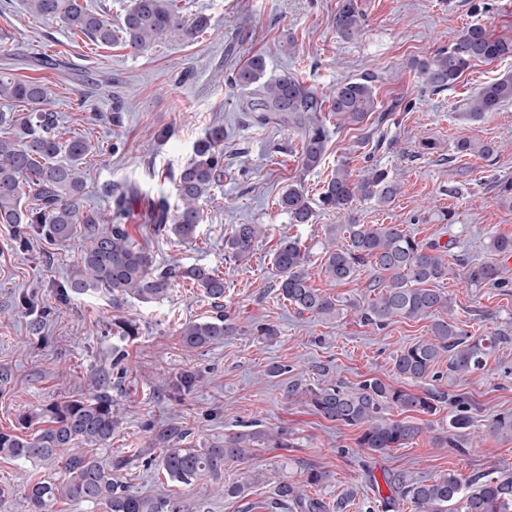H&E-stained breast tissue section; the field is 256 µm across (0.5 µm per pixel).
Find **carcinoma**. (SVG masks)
Returning <instances> with one entry per match:
<instances>
[{
  "label": "carcinoma",
  "instance_id": "1",
  "mask_svg": "<svg viewBox=\"0 0 512 512\" xmlns=\"http://www.w3.org/2000/svg\"><path fill=\"white\" fill-rule=\"evenodd\" d=\"M179 0H132L124 18L122 33L131 47L143 49L160 35H170L184 42H194L210 26L209 18L199 16L185 21L178 10ZM29 11L38 17H60L73 30L81 32L96 45L110 46L118 39L112 23L76 0H28ZM365 15L357 0H342L334 24L336 34L347 41L362 32ZM512 57V41L492 36L481 25H471L454 37L453 42L425 58L414 59L410 68L423 86L434 94L453 87L475 63ZM266 61L255 55L240 65L230 82L246 91L243 111L251 113L253 123L276 122L300 134L302 167L313 170L324 159L327 145L326 124L320 115L324 102L336 119L364 126L369 121L376 128L390 121L389 113L378 106L372 79L362 77L344 81L328 97L307 89L294 76L284 73L265 78ZM48 85L16 77L8 69L0 70V100L21 104L26 115L0 112V126L19 127L14 136L0 137V224L16 228L38 224L50 240L67 243L84 238L81 265L72 273L66 292L84 294L105 289L115 300L127 297L143 303L163 299L176 281L189 280L200 288L205 298L217 308L215 315L201 321H189L179 330L182 345L197 349L239 333L236 321L223 310L224 278L216 270L201 265L188 267H153L146 248L130 233L134 209L143 205L150 234L162 238L169 234L191 242L200 236L204 214L200 201L224 173V127L210 128L195 142L193 153L175 175L177 201L165 195L151 197L132 183L111 186L106 227H96L99 217L84 207L86 185L80 165L91 152L90 143L81 135L60 141L56 116L48 108ZM512 101V74L483 84L464 100V111L475 119L498 111ZM459 157L476 155L489 159L495 154L490 142L461 139L456 143ZM401 180L378 168L367 169L364 176L353 178L344 165L336 166L318 196L322 210L345 211L355 200L391 204L400 190ZM280 206L293 224H310L314 219L311 199L293 184L282 194ZM348 234L345 245L337 239ZM265 235L262 224H237L224 240V249L235 260L249 258ZM327 239L318 273L336 284L352 281L367 266L373 277L369 287L375 291L359 307L361 320L378 329L403 319L431 320L429 336L400 349L393 356L395 373L404 381L423 383L443 378L438 371L443 354H448V373L465 376L484 367L494 341L471 335L453 319L440 312L449 308L448 295L432 284L449 273L448 245L423 243L396 224H327ZM490 249L497 255L512 257V237L493 236ZM277 297L300 314L306 312L325 321L339 318L341 308L336 298L319 292L311 285L312 263L302 250L300 240L281 237L272 257ZM472 285L507 288L512 283L501 277V268L493 263H473L464 272ZM253 335L274 341L280 330L274 324L258 322ZM112 336L125 341L137 336L131 320L112 321ZM125 353L112 347L109 367L98 370L97 393L91 399L75 398L52 402L44 409L46 426L34 436H20L0 431V455L33 462L63 465L65 477L59 482L33 481L25 494L21 512H53L60 502L105 505L109 512H183L181 503L165 496H146L132 491L118 478L127 460L108 467L97 450L112 440L121 418L112 408L109 393L112 378L125 372ZM284 398L301 399L320 417L344 426L361 429L357 444L374 454L403 448L417 438L423 427L416 418L386 419L383 409L394 407L403 413L432 415L437 404L448 402V427L436 433L441 447H458L454 436L473 425L469 403L457 395L451 398L430 389L421 393L407 387L387 384L371 377L354 386L328 382L313 389L290 381L283 389ZM495 433L512 435V412L500 413L489 420ZM157 436L171 444L161 455L140 450L136 460L145 469L156 465L166 480L193 489L200 481H219L227 462L245 463L254 448H291L292 433L287 428L262 429L247 422L236 432L214 438L201 446L185 445L187 433L163 427ZM282 465L272 472L247 475L245 482L220 486L231 497H243L249 486L264 481L274 483V505L287 512H342V504L330 502L324 490L332 484L328 471L309 468L304 480L292 482L280 475ZM390 494L379 498L377 512H402L410 505L413 512H512V476L490 474L465 477L456 471L433 478H417L403 470L384 476ZM315 487L311 493L308 488Z\"/></svg>",
  "mask_w": 512,
  "mask_h": 512
}]
</instances>
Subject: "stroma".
<instances>
[{"label": "stroma", "instance_id": "1", "mask_svg": "<svg viewBox=\"0 0 512 512\" xmlns=\"http://www.w3.org/2000/svg\"><path fill=\"white\" fill-rule=\"evenodd\" d=\"M340 0H181L182 16H208L211 25L198 41L156 38L137 51L124 41L100 47L71 30L61 18L30 13L27 0H0V68L23 79L38 80L53 90L50 107L61 138L79 134L93 147L83 165L87 211L105 215L107 186L132 182L150 195L175 197L170 178L191 157L194 143L213 126L224 128V178L203 203L200 236L190 244L169 236H150L143 218L131 223L133 238L150 251L157 266L181 263L217 269L224 278V309L241 333L189 350L180 327L214 315L199 288L177 282L162 302L130 298L113 303L111 293L95 290L63 296L80 262L83 242L57 244L38 226L16 232L0 224V431L22 432L23 417L70 397L96 392L97 368L112 360L113 345L126 352V372L111 390L121 417L111 442L98 455L110 464L141 449L159 453L158 428L187 430L190 441L230 434L239 423L257 420L264 427H286L290 448H256L242 464H227L225 483L245 473L285 462L301 477L305 469L329 470L334 482L328 498L350 495L346 512H376L378 495L371 477L404 469L431 478L453 470L464 476L489 470L512 475V437L490 433V416L512 412V285L475 287L463 277V263L495 261L488 248L495 235L512 237V207L499 204L496 184L512 181V103L486 118L464 116L461 100L483 83L512 71V58L476 63L448 91L428 92L410 68L472 24L493 36L512 40V0H358L366 22L360 37H338L333 18ZM263 55L268 75L292 73L305 86L328 92L336 83L369 74L377 99L392 109L385 129L392 148L362 145L353 125L326 117L327 150L322 164L302 167L299 140L291 129L253 124L243 112L244 94L229 83L231 72L252 55ZM49 55L52 68L32 66L31 57ZM467 138L487 141L497 152L492 160L457 158L455 144ZM430 140L434 149L422 150ZM358 176L371 166L398 174L401 190L385 207L353 202L348 213L316 211L309 224L291 223L279 200L288 185L301 186L317 198L337 165ZM453 215L438 222L440 212ZM355 217L360 224H397L423 242L448 243L451 272L439 286L450 301L448 317L476 337L492 336L496 346L485 367L463 377L445 373L436 387L464 395L474 424L464 430L460 448H442L431 431L447 421V410L420 416L425 428L403 448L370 454L357 445L359 431L315 415L303 402L281 395L291 380L314 387L341 381L349 385L377 377L395 382L393 355L410 342L427 337L430 322L398 320L376 330L360 319L355 306L370 296L371 271L335 284L324 275L311 283L335 297L339 319L326 322L298 314L276 299L272 253L282 236L301 239L319 264L326 246L324 227ZM261 224L266 234L242 261L224 256V239L232 226ZM138 324L135 339L112 336L114 319ZM254 321L277 325L273 343L246 332ZM287 365V374L271 377L268 365ZM186 371L203 380L188 392L175 384ZM61 468L0 457V512H20L19 502L36 479H62ZM122 480L143 495L179 497L183 512H269L273 486H252L243 498L229 497L197 485L177 487L163 474L130 466Z\"/></svg>", "mask_w": 512, "mask_h": 512}]
</instances>
